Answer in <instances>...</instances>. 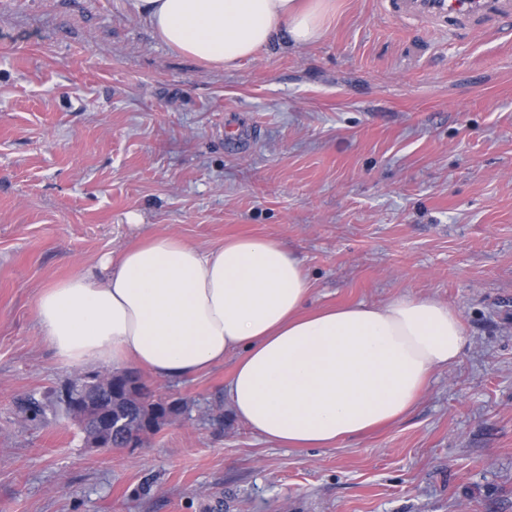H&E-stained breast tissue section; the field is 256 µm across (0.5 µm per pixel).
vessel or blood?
<instances>
[{
  "label": "vessel or blood",
  "instance_id": "b4317fda",
  "mask_svg": "<svg viewBox=\"0 0 512 512\" xmlns=\"http://www.w3.org/2000/svg\"><path fill=\"white\" fill-rule=\"evenodd\" d=\"M385 8L402 20L451 25L460 38L478 30L512 32V0H385Z\"/></svg>",
  "mask_w": 512,
  "mask_h": 512
}]
</instances>
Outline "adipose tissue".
<instances>
[{
	"label": "adipose tissue",
	"instance_id": "obj_1",
	"mask_svg": "<svg viewBox=\"0 0 512 512\" xmlns=\"http://www.w3.org/2000/svg\"><path fill=\"white\" fill-rule=\"evenodd\" d=\"M173 51L234 68L280 37L304 46L324 34L329 0H133ZM301 261L272 238L203 248L163 234L104 254L44 288L36 325L66 366L144 367L190 378L235 356L226 397L264 439L326 448L395 422L429 375L455 363L457 314L402 297L309 310Z\"/></svg>",
	"mask_w": 512,
	"mask_h": 512
}]
</instances>
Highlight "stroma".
Wrapping results in <instances>:
<instances>
[{
  "instance_id": "1",
  "label": "stroma",
  "mask_w": 512,
  "mask_h": 512,
  "mask_svg": "<svg viewBox=\"0 0 512 512\" xmlns=\"http://www.w3.org/2000/svg\"><path fill=\"white\" fill-rule=\"evenodd\" d=\"M272 237L309 306L431 298L461 358L400 421L286 448L236 419L235 360L137 377L177 415L87 447L40 291L145 236ZM46 407L31 419L19 402ZM512 512V33L467 40L334 0L323 36L231 70L132 0H0V512Z\"/></svg>"
}]
</instances>
